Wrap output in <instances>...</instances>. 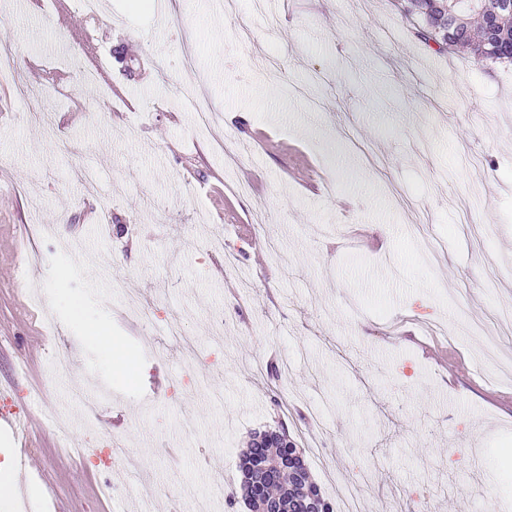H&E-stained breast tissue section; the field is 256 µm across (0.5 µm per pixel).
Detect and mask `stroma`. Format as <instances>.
I'll return each mask as SVG.
<instances>
[{"label":"stroma","instance_id":"1","mask_svg":"<svg viewBox=\"0 0 512 512\" xmlns=\"http://www.w3.org/2000/svg\"><path fill=\"white\" fill-rule=\"evenodd\" d=\"M158 2L105 0L103 23L74 11L87 48L38 0H0V52L72 78L68 97L39 84L69 119L52 136L25 87L0 88V408L28 421L22 437L0 433V456L29 448L34 467L10 512L30 498L140 512L120 456L71 454L90 437L77 390L160 486L151 512H226L250 434L280 423L327 499L347 482L366 512H414L415 491L425 512L512 501V373L486 370L485 338L465 328L490 321L512 361V336L492 324L512 310V64L432 52L398 0H237L231 15L220 0ZM189 55L224 116L208 134L179 93ZM93 61L110 84L82 79ZM84 168L100 199L84 195ZM416 219L441 241L436 258ZM37 222L79 251L58 257ZM130 304L148 324L126 318ZM93 323L120 342L127 374ZM62 351L73 360L58 371ZM91 336L99 349L105 352L112 360L113 369L121 372L126 368V360L121 345L110 336L101 326L95 325L91 329Z\"/></svg>","mask_w":512,"mask_h":512}]
</instances>
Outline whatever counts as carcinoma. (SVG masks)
<instances>
[{"instance_id":"cac0c4a2","label":"carcinoma","mask_w":512,"mask_h":512,"mask_svg":"<svg viewBox=\"0 0 512 512\" xmlns=\"http://www.w3.org/2000/svg\"><path fill=\"white\" fill-rule=\"evenodd\" d=\"M498 0H411L408 14L422 20L418 35L425 43H434L435 52L463 50L479 63L512 61V14L496 16ZM242 454L241 486L248 507L256 500L280 501L283 512L288 503L303 496V488L291 487L288 474L254 483L249 463Z\"/></svg>"}]
</instances>
